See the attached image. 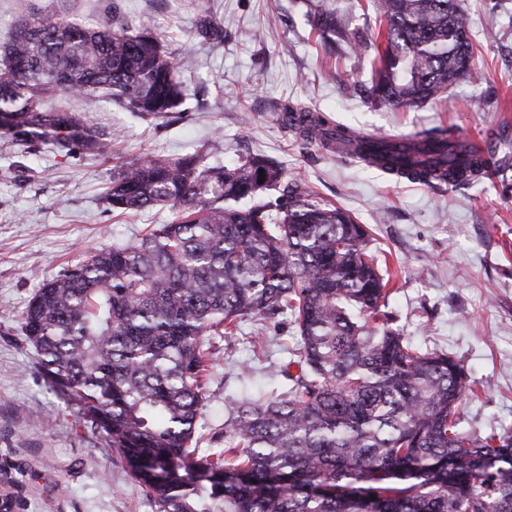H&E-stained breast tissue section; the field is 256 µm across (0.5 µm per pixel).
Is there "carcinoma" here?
<instances>
[{
  "instance_id": "1",
  "label": "carcinoma",
  "mask_w": 512,
  "mask_h": 512,
  "mask_svg": "<svg viewBox=\"0 0 512 512\" xmlns=\"http://www.w3.org/2000/svg\"><path fill=\"white\" fill-rule=\"evenodd\" d=\"M344 2L303 0L329 52L377 51L372 105L410 110L473 78L461 0H370L376 42L346 23L361 0ZM199 33L224 41L208 14ZM74 96L164 118L185 91L149 21L25 14L0 61V137L64 158L110 155L112 135L66 104ZM277 111L305 142L327 147L350 131L301 104ZM425 138L434 148L363 136L354 157L454 185L492 163L458 153L447 130ZM104 199L121 213L167 207L173 219L44 280L20 330L52 392L127 461L158 512H512V431L460 427L475 383L453 357L388 327L389 281L347 211L261 155L122 161ZM283 314L299 342L274 373L282 383L233 402L224 449L203 453L213 336Z\"/></svg>"
}]
</instances>
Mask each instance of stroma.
<instances>
[{
    "label": "stroma",
    "mask_w": 512,
    "mask_h": 512,
    "mask_svg": "<svg viewBox=\"0 0 512 512\" xmlns=\"http://www.w3.org/2000/svg\"><path fill=\"white\" fill-rule=\"evenodd\" d=\"M478 76L440 102L404 111L361 96L376 70L349 49L326 54L300 0H28L44 16L129 25L152 19L179 63L186 111L155 119L73 97L72 108L112 135L108 158L63 159L0 139V471L23 472V512H157L115 451L82 427L48 387L19 319L44 279L90 249L132 244L169 208L109 211L102 188L116 162L151 154L206 155L225 164L246 154L275 160L286 179L310 186L366 226L388 261L390 324L415 345L443 351L482 383L462 402L465 428L512 429V0H498L499 35H484L486 0H463ZM224 26L220 43L197 32L202 14ZM299 102L356 131L392 138L436 127L495 145V169L461 188L395 180L303 144L273 107ZM244 323L215 337L214 367L197 435L224 446L227 407L257 390L287 360L297 334L286 317L267 320V358L256 361ZM96 467H88V459Z\"/></svg>",
    "instance_id": "1"
}]
</instances>
